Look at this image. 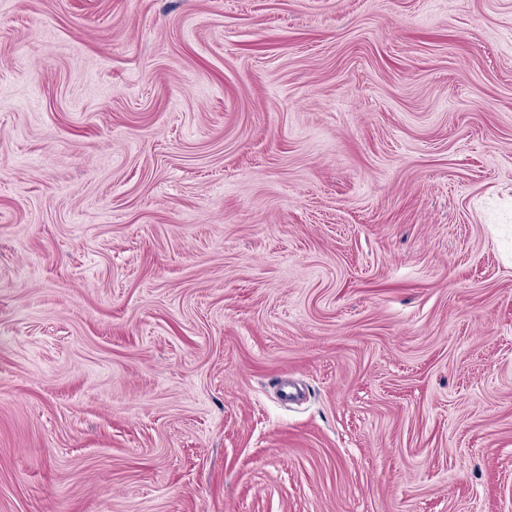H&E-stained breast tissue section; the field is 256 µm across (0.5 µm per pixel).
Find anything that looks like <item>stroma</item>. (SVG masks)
<instances>
[{"label": "stroma", "mask_w": 512, "mask_h": 512, "mask_svg": "<svg viewBox=\"0 0 512 512\" xmlns=\"http://www.w3.org/2000/svg\"><path fill=\"white\" fill-rule=\"evenodd\" d=\"M0 512H512V0H0Z\"/></svg>", "instance_id": "1"}]
</instances>
